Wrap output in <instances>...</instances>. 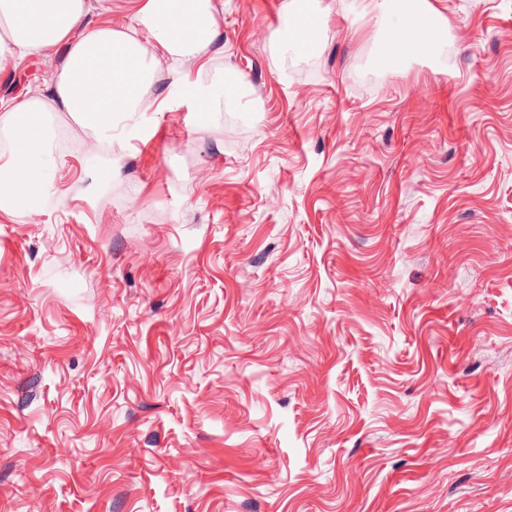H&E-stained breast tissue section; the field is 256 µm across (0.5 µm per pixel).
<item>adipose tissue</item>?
Wrapping results in <instances>:
<instances>
[{"mask_svg": "<svg viewBox=\"0 0 512 512\" xmlns=\"http://www.w3.org/2000/svg\"><path fill=\"white\" fill-rule=\"evenodd\" d=\"M131 21L110 20L112 0H0V66L64 48L65 61L52 84L39 94L0 101V130L13 152L0 166V211L28 208L39 189L36 158L48 134L47 115L68 112L85 127H110L115 116L152 107L149 90L161 61L174 72L185 66L197 78L212 64L205 53L219 33L216 0H133ZM406 16L387 41V60L409 69L430 52L445 31L441 18L405 0ZM98 10L103 22L86 18ZM318 18L312 0H287L282 46L312 50Z\"/></svg>", "mask_w": 512, "mask_h": 512, "instance_id": "ef3b65f1", "label": "adipose tissue"}]
</instances>
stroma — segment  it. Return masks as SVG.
I'll return each instance as SVG.
<instances>
[{
    "label": "stroma",
    "mask_w": 512,
    "mask_h": 512,
    "mask_svg": "<svg viewBox=\"0 0 512 512\" xmlns=\"http://www.w3.org/2000/svg\"><path fill=\"white\" fill-rule=\"evenodd\" d=\"M223 2L202 85L51 113L0 211V512H512V0H428L405 72L389 0H315L311 55ZM406 3L405 20L392 27L387 41V60L395 70H408L420 56L430 52L445 31L441 18L423 10L420 0Z\"/></svg>",
    "instance_id": "stroma-1"
}]
</instances>
